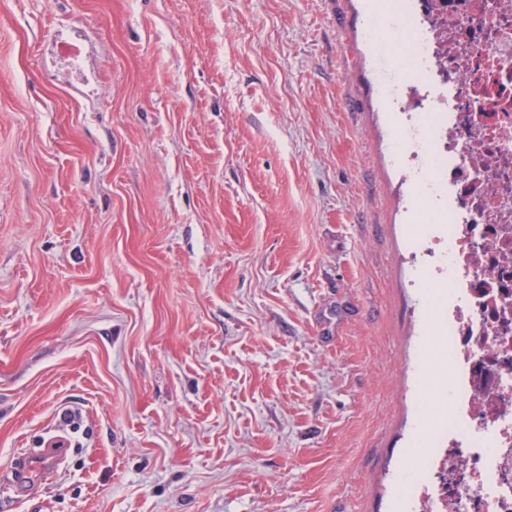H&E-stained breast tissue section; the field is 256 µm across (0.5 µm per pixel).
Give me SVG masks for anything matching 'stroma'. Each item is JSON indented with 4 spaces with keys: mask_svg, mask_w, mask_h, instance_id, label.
<instances>
[{
    "mask_svg": "<svg viewBox=\"0 0 512 512\" xmlns=\"http://www.w3.org/2000/svg\"><path fill=\"white\" fill-rule=\"evenodd\" d=\"M394 3L0 0V472L65 442L0 512H410L450 285Z\"/></svg>",
    "mask_w": 512,
    "mask_h": 512,
    "instance_id": "35a3bbf8",
    "label": "stroma"
}]
</instances>
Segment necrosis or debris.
<instances>
[{
  "label": "necrosis or debris",
  "instance_id": "necrosis-or-debris-1",
  "mask_svg": "<svg viewBox=\"0 0 512 512\" xmlns=\"http://www.w3.org/2000/svg\"><path fill=\"white\" fill-rule=\"evenodd\" d=\"M424 30L425 85L390 89L447 99L425 118L419 168L430 198L448 200L434 274L450 271L441 341L454 375L448 430L422 455L414 512H512V0H413Z\"/></svg>",
  "mask_w": 512,
  "mask_h": 512
}]
</instances>
